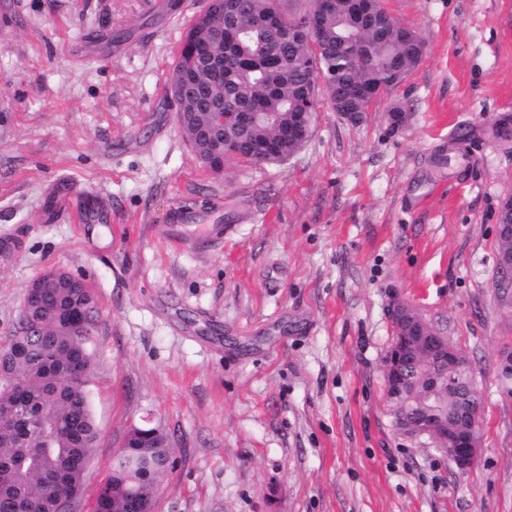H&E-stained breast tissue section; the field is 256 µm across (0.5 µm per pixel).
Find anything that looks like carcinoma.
<instances>
[{
	"mask_svg": "<svg viewBox=\"0 0 512 512\" xmlns=\"http://www.w3.org/2000/svg\"><path fill=\"white\" fill-rule=\"evenodd\" d=\"M305 2L291 12L286 27L267 18V0H233L231 12L219 0L221 7L196 20L182 39L171 79L181 82L182 96L174 102L181 132L204 124L210 137L220 140L229 125L247 156L253 141L288 127V113L303 96L324 100L335 89L353 110L365 112L372 105L363 93L366 86L391 88L382 72L406 76L415 69L395 37L401 24L389 16L384 25L365 28L373 52L369 61L357 68L341 65L336 78L317 83L316 70L344 61L354 43L347 38L344 15L338 13L323 18L316 40L319 53L312 52L301 22L316 4ZM221 94L238 99L239 111L272 120L212 122L211 113L222 110L217 103ZM51 275L63 276L76 287L50 288L24 300L19 317L40 322L42 334L11 335L0 355V368L8 375L0 381V512H16V505L22 506L21 512H55V504L83 487L82 463L93 457L98 438L88 395L97 298L83 279L61 270L42 277ZM427 369L442 371L444 363L438 357L425 363L405 359L399 383L406 387ZM448 384L453 393L448 413L482 408L476 382L463 384L450 372ZM154 442L158 447L122 448L112 457L106 492L95 498L94 512H141L151 506L174 457L165 431Z\"/></svg>",
	"mask_w": 512,
	"mask_h": 512,
	"instance_id": "obj_1",
	"label": "carcinoma"
}]
</instances>
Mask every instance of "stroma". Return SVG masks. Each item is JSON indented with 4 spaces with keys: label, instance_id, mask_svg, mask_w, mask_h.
Segmentation results:
<instances>
[{
    "label": "stroma",
    "instance_id": "35a3bbf8",
    "mask_svg": "<svg viewBox=\"0 0 512 512\" xmlns=\"http://www.w3.org/2000/svg\"><path fill=\"white\" fill-rule=\"evenodd\" d=\"M422 63L358 125L318 112L271 164L205 169L164 106L201 0H0V345L27 285L94 288L92 512L129 424L176 465L155 512H512V300L494 286L512 189V0H385ZM406 108L391 129L386 112ZM223 241L175 249L176 209ZM469 359L482 453L459 472L392 424L394 297ZM206 216L201 215L196 211H184L180 209L171 213L169 216V221L171 223L170 225H172L174 228H177L181 225L191 224L197 226L200 232L205 233L209 239L220 238L221 235L224 234L223 224H197L201 221H204Z\"/></svg>",
    "mask_w": 512,
    "mask_h": 512
}]
</instances>
